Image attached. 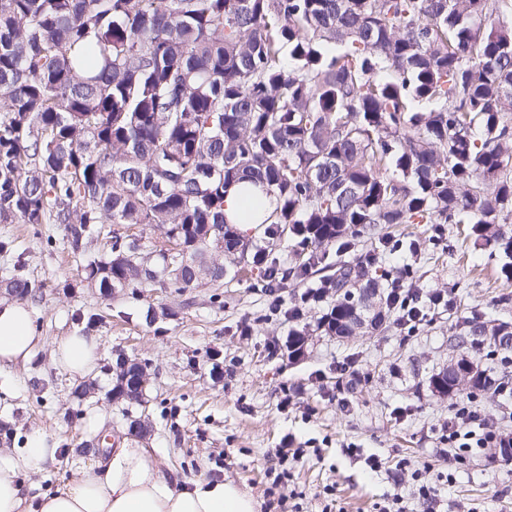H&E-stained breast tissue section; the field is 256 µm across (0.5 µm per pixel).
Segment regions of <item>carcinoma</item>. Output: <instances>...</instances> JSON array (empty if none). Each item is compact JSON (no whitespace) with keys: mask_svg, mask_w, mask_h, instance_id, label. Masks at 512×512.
<instances>
[{"mask_svg":"<svg viewBox=\"0 0 512 512\" xmlns=\"http://www.w3.org/2000/svg\"><path fill=\"white\" fill-rule=\"evenodd\" d=\"M235 181L277 197L263 235L294 242L288 267L225 220ZM0 223L64 225L86 287L115 293L311 278L332 298L318 328L342 338L392 315L393 225L465 224L512 280V0H0ZM105 224L173 247L114 232L86 255ZM359 237L360 261H328ZM311 303L286 310L290 358ZM455 336L512 352V323L475 314ZM137 374L116 363L113 398L143 405ZM429 387L464 402L491 381Z\"/></svg>","mask_w":512,"mask_h":512,"instance_id":"obj_1","label":"carcinoma"}]
</instances>
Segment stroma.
Here are the masks:
<instances>
[{"label": "stroma", "mask_w": 512, "mask_h": 512, "mask_svg": "<svg viewBox=\"0 0 512 512\" xmlns=\"http://www.w3.org/2000/svg\"><path fill=\"white\" fill-rule=\"evenodd\" d=\"M64 234L60 224H0V239L13 244L0 254V280L18 274L37 284L30 303L44 338L27 363L0 369V423L13 430L0 436V448L22 452L38 429L60 449L30 484L52 492L108 458L109 448L81 450L102 430L111 446L139 441L169 479L233 480L261 512H381L396 494L411 512H512V460L489 451L450 465L440 427L456 402L429 388L430 376L459 354L451 334L463 318L512 322L500 255L463 243L458 225H410L404 234L420 252L382 256L386 269L412 271L426 292L447 294L450 306L428 309L411 333L395 325L350 339L312 333L295 360L288 321L270 312L265 289L251 280L105 298L82 285L83 260L64 249ZM152 306L171 309L173 318L147 323ZM79 310L105 315L93 330L101 353L95 391L82 399L52 356L56 338L77 332ZM122 354L147 365L145 406L106 398ZM93 414L101 419L95 429L86 424ZM135 418L146 426L139 436L128 431ZM371 454L381 456V471L365 466ZM423 462L434 474L456 475L454 484L438 483L432 508L415 494L413 471Z\"/></svg>", "instance_id": "obj_1"}]
</instances>
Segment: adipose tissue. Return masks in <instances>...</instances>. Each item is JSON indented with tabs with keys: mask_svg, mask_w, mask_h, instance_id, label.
Listing matches in <instances>:
<instances>
[{
	"mask_svg": "<svg viewBox=\"0 0 512 512\" xmlns=\"http://www.w3.org/2000/svg\"><path fill=\"white\" fill-rule=\"evenodd\" d=\"M43 338L23 300H0V368L30 360ZM57 363L75 379L87 377L99 358L93 337L73 334L54 342ZM58 453L32 433L19 456L0 453V512H260V502L232 480L193 478L171 483L146 449H113L101 469L88 468L53 493L29 501L22 476L39 473Z\"/></svg>",
	"mask_w": 512,
	"mask_h": 512,
	"instance_id": "obj_1",
	"label": "adipose tissue"
}]
</instances>
